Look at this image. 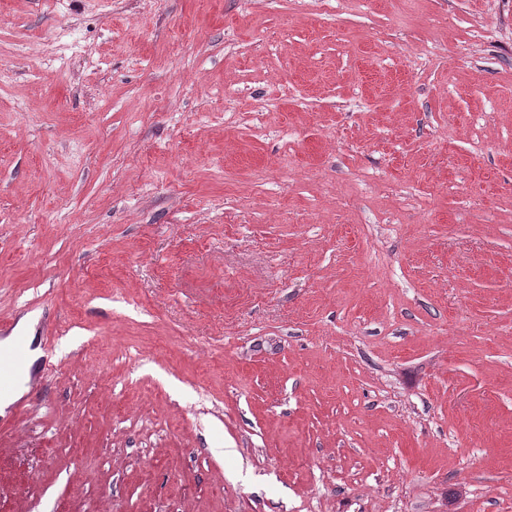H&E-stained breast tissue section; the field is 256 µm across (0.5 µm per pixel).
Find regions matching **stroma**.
<instances>
[{"label": "stroma", "instance_id": "1", "mask_svg": "<svg viewBox=\"0 0 512 512\" xmlns=\"http://www.w3.org/2000/svg\"><path fill=\"white\" fill-rule=\"evenodd\" d=\"M0 512H512V0H0ZM38 351H30L28 361L25 369L18 375L15 384L13 387L3 393L0 392V409L1 412L13 404L16 400H18L21 396H23L29 390V386L27 385L30 381L29 370L33 365L34 361L38 358Z\"/></svg>", "mask_w": 512, "mask_h": 512}]
</instances>
